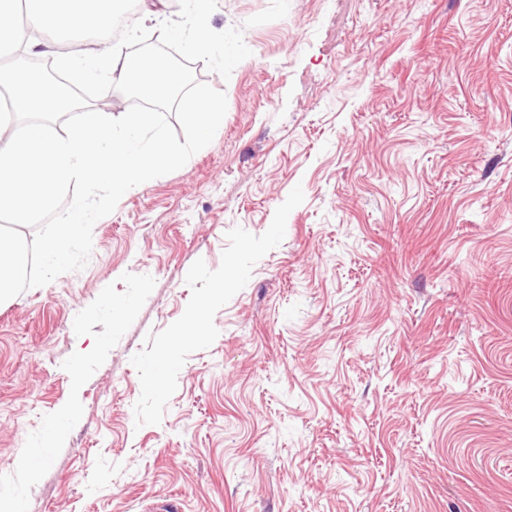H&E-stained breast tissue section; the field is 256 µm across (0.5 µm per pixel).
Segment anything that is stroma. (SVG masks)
<instances>
[{
  "instance_id": "stroma-1",
  "label": "stroma",
  "mask_w": 512,
  "mask_h": 512,
  "mask_svg": "<svg viewBox=\"0 0 512 512\" xmlns=\"http://www.w3.org/2000/svg\"><path fill=\"white\" fill-rule=\"evenodd\" d=\"M270 4H213L212 143L0 303L20 512H512V0ZM208 305V300H203L197 309L191 313L187 320L186 326L180 329L177 333L178 336H182L185 340H199L205 335V329L201 320L203 311Z\"/></svg>"
}]
</instances>
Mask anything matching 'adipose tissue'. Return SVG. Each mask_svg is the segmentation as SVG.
<instances>
[{
	"label": "adipose tissue",
	"mask_w": 512,
	"mask_h": 512,
	"mask_svg": "<svg viewBox=\"0 0 512 512\" xmlns=\"http://www.w3.org/2000/svg\"><path fill=\"white\" fill-rule=\"evenodd\" d=\"M126 0H0V28H7L11 52L58 55L73 81L92 84L110 80L125 90L132 77L150 76L159 94L181 89L182 73L163 72L149 56L126 53L116 47H98L94 41L109 34ZM183 21H167L159 11L145 10L158 22L164 37L183 43L187 52L216 63L234 60L237 44L213 37L209 17L213 0H190Z\"/></svg>",
	"instance_id": "adipose-tissue-1"
}]
</instances>
